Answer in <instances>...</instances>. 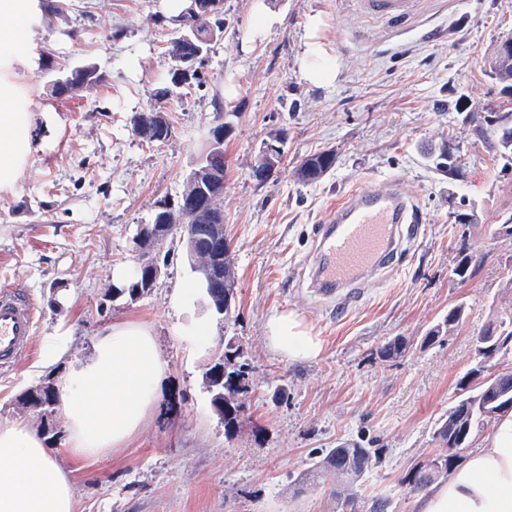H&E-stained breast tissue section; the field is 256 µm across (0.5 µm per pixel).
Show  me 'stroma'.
I'll list each match as a JSON object with an SVG mask.
<instances>
[{
	"label": "stroma",
	"mask_w": 512,
	"mask_h": 512,
	"mask_svg": "<svg viewBox=\"0 0 512 512\" xmlns=\"http://www.w3.org/2000/svg\"><path fill=\"white\" fill-rule=\"evenodd\" d=\"M281 22L244 43L253 0H224V28L202 69V85L158 93L174 65L175 27L161 0H39L23 60L6 70L15 109L50 129L17 180L0 190V289L25 291L37 308L32 346L0 368V421L41 432L70 472L77 512H333L329 486L299 475L326 450L358 442L381 449L368 495L390 494L389 512H414L401 478L441 447L434 432L457 400V383L481 369L478 338L512 312V161L477 133L483 115L512 110L489 61L512 38V0H424L420 14L389 22L355 0H267ZM322 13L327 49L340 73L328 88L300 77L307 20ZM90 63L102 80L53 96L58 71ZM161 104L166 143L134 135L133 117ZM223 106L228 173L221 200L236 274L231 320L215 313L178 239L154 251L162 268L137 300L117 294L116 275L135 265V236L158 204L176 203L192 164L209 147ZM283 156L260 183L255 158L277 130ZM456 168L438 165L448 148ZM332 152L320 179L295 176L303 160ZM374 178L399 183L418 207L415 242L383 278L336 311L315 305L302 285L319 226L343 192ZM470 213L469 226L455 214ZM472 260L453 275L460 249ZM461 305L460 323L440 342L428 330ZM293 312L320 337L315 360L291 361L267 344L264 325ZM148 325L165 368L161 397L126 447L84 461L69 453L59 408L24 405L58 369L94 354L114 323ZM62 337L58 365H42L48 339ZM233 338L250 372L251 420L232 434L211 406L204 375ZM405 338L407 351L382 347Z\"/></svg>",
	"instance_id": "1"
}]
</instances>
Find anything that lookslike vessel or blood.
<instances>
[{"label": "vessel or blood", "mask_w": 512, "mask_h": 512, "mask_svg": "<svg viewBox=\"0 0 512 512\" xmlns=\"http://www.w3.org/2000/svg\"><path fill=\"white\" fill-rule=\"evenodd\" d=\"M420 0H359L361 8L392 21L413 16ZM418 214L397 184L367 181L337 201L320 227L308 262V291L319 305L339 306L382 272L387 258L412 237ZM36 308L29 296L0 290V366L7 368L31 344Z\"/></svg>", "instance_id": "obj_1"}]
</instances>
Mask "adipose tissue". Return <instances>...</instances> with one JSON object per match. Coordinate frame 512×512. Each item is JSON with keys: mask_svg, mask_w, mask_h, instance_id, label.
Wrapping results in <instances>:
<instances>
[{"mask_svg": "<svg viewBox=\"0 0 512 512\" xmlns=\"http://www.w3.org/2000/svg\"><path fill=\"white\" fill-rule=\"evenodd\" d=\"M321 14L308 21L299 73L315 87L333 85L339 65L325 48ZM17 88L0 80V189L9 187L33 150L28 116L12 109ZM271 348L291 360L318 358L323 345L297 315L266 323ZM164 366L151 330L139 321L113 324L93 357L59 376L57 406L68 419L67 446L87 459L126 445L157 402ZM418 512H512V412L501 414L484 445L444 482L425 489ZM0 512H75L69 474L43 435L21 421L0 422Z\"/></svg>", "mask_w": 512, "mask_h": 512, "instance_id": "obj_1", "label": "adipose tissue"}]
</instances>
